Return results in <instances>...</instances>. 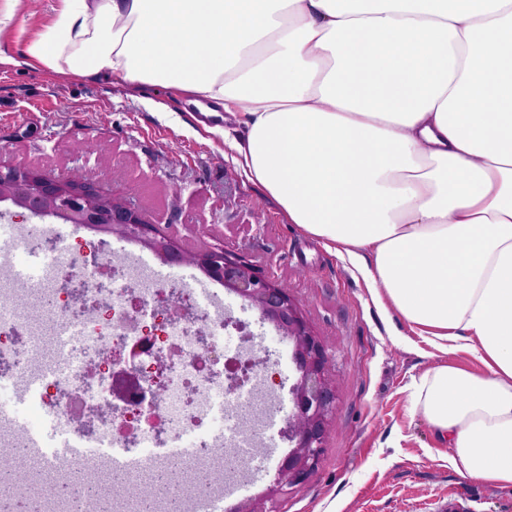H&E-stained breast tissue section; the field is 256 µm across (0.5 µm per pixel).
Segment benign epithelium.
I'll list each match as a JSON object with an SVG mask.
<instances>
[{
    "label": "benign epithelium",
    "instance_id": "obj_1",
    "mask_svg": "<svg viewBox=\"0 0 512 512\" xmlns=\"http://www.w3.org/2000/svg\"><path fill=\"white\" fill-rule=\"evenodd\" d=\"M31 216L55 218L76 229L88 228L133 240L170 264H191L225 290L238 295L292 344L297 378L289 389L288 440L293 448L278 467L272 484L234 512H277L293 487L318 469L336 414V382L323 339L311 328L303 309L277 280L221 243L203 250L185 249L128 200L116 198L76 170L48 174L0 164V204Z\"/></svg>",
    "mask_w": 512,
    "mask_h": 512
}]
</instances>
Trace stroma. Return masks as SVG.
I'll list each match as a JSON object with an SVG mask.
<instances>
[{"label":"stroma","mask_w":512,"mask_h":512,"mask_svg":"<svg viewBox=\"0 0 512 512\" xmlns=\"http://www.w3.org/2000/svg\"><path fill=\"white\" fill-rule=\"evenodd\" d=\"M57 0H24L0 32L17 55L48 24ZM78 170L129 198L193 250L223 243L284 284L333 359L336 421L314 475L279 512H512V490L467 482L448 463L421 413L412 379L443 357L377 299L361 261L330 252L250 180L236 152L207 131L187 95L113 78H63L0 67V164ZM232 181L236 202L224 204ZM248 325L257 356L274 360L282 389L297 373L288 343L247 302L225 294Z\"/></svg>","instance_id":"stroma-1"}]
</instances>
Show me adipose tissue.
<instances>
[{"instance_id": "1", "label": "adipose tissue", "mask_w": 512, "mask_h": 512, "mask_svg": "<svg viewBox=\"0 0 512 512\" xmlns=\"http://www.w3.org/2000/svg\"><path fill=\"white\" fill-rule=\"evenodd\" d=\"M0 65L164 85L238 114L289 223L441 354L409 400L463 479L512 489V0H59Z\"/></svg>"}]
</instances>
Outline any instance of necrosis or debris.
Here are the masks:
<instances>
[{
	"mask_svg": "<svg viewBox=\"0 0 512 512\" xmlns=\"http://www.w3.org/2000/svg\"><path fill=\"white\" fill-rule=\"evenodd\" d=\"M15 254L0 246V386L29 393V404L51 412L79 438L110 439L130 453L128 482L108 481L95 449L45 469L19 454L26 429L0 421V512L30 499L35 512H188L197 499L222 495L230 478L225 459L251 462L260 438L257 417L280 410L272 366L252 348L224 351L225 315L201 305L191 288L161 310L170 293L156 269L130 253L105 260L56 256L34 283L16 281ZM141 357L131 379L115 351ZM247 366L234 390L226 373Z\"/></svg>",
	"mask_w": 512,
	"mask_h": 512,
	"instance_id": "necrosis-or-debris-1",
	"label": "necrosis or debris"
}]
</instances>
